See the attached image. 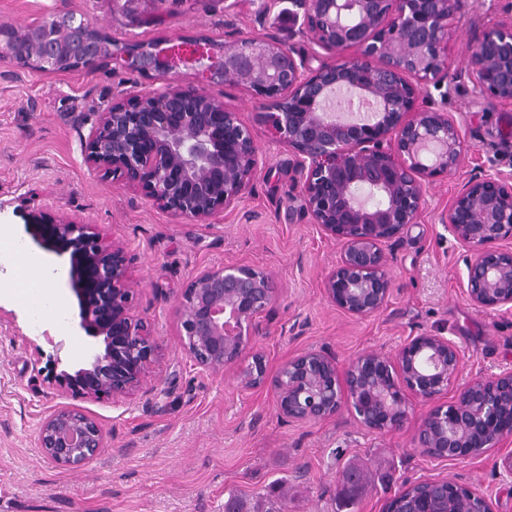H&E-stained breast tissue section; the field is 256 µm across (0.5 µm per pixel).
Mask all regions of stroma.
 <instances>
[{
  "label": "stroma",
  "mask_w": 512,
  "mask_h": 512,
  "mask_svg": "<svg viewBox=\"0 0 512 512\" xmlns=\"http://www.w3.org/2000/svg\"><path fill=\"white\" fill-rule=\"evenodd\" d=\"M288 8L287 0H0V26L68 13L119 42L196 34L225 42L270 33L310 54L314 45L289 23ZM506 9L507 0H471L448 41L452 62ZM169 82L112 64L40 73L0 62V230L35 260L33 288L64 311L46 313L32 327L29 307L0 289V512H224L231 501L243 512H382L404 483L437 476L484 494L491 512H512V476L500 453L440 462L415 449L425 411L418 401L404 428L385 434L347 414L313 425L284 422L273 385L245 391L232 372L193 366L175 315L195 272L243 263L277 277L278 298L257 339L269 374L309 348L328 351L342 370L365 351H390L421 333L460 346L465 375L512 365V310L486 311L464 297V251L438 221L456 188L482 168L512 176V107L487 102L466 82L453 93L448 110L460 124L465 155L454 174L428 188L420 222L393 246L395 290L387 307L355 319L322 291L341 245L306 217L294 157L270 137L247 90L203 86L250 126L258 157L250 191L208 223L175 219L84 163L82 145L113 97ZM32 208L74 214L126 247L133 313L161 343L150 378L157 395L138 392L115 403L54 386L56 372L90 362L97 341L78 328L67 256L38 248L25 232ZM61 407L94 416L107 434V448L84 465H56L38 444L41 421Z\"/></svg>",
  "instance_id": "1"
}]
</instances>
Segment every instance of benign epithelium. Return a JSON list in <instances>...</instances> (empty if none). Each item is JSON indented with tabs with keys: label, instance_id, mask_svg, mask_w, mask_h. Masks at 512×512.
<instances>
[{
	"label": "benign epithelium",
	"instance_id": "benign-epithelium-1",
	"mask_svg": "<svg viewBox=\"0 0 512 512\" xmlns=\"http://www.w3.org/2000/svg\"><path fill=\"white\" fill-rule=\"evenodd\" d=\"M288 20L311 36L305 58L259 34L217 42L207 36L130 41L104 54L105 35L87 19L55 15L20 29L33 47L15 51L13 28H0V59L36 72L93 68L110 58L145 75L192 71L255 96L273 140L294 156L311 223L342 244L323 283L328 303L357 318L380 313L394 284L386 247L422 215L427 188L452 175L465 151L448 98L468 80L489 101L512 106V15L485 26L460 64L448 39L463 0H289ZM438 91L435 101L432 91ZM85 162L142 192L176 219L206 223L237 204L257 168L250 128L224 102L192 84L118 97L98 113ZM380 197L382 203L372 202ZM465 252L464 294L490 311L512 310V179H469L438 216ZM27 232L69 255L79 325L99 339L92 362L54 383L63 393L120 401L147 385L159 343L131 312L130 258L93 225L64 213L31 210ZM278 296L274 276L244 264L196 272L178 299L186 356L203 372L231 369L244 390L272 381L280 414L317 423L349 412L374 433L405 426L408 397L430 405L414 441L437 460L477 459L512 440V369L459 382L465 356L446 336L419 334L392 353L368 351L339 372L335 358L308 349L269 378L264 352L251 345ZM38 442L61 466H78L107 447L102 426L62 408L40 424ZM423 500L405 512H467L465 489L448 499L446 478H426Z\"/></svg>",
	"mask_w": 512,
	"mask_h": 512
}]
</instances>
